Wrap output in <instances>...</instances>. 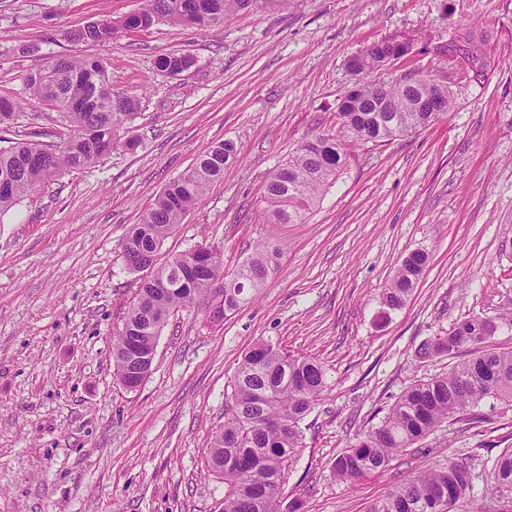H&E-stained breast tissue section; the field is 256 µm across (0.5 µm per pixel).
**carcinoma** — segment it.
<instances>
[{"label": "carcinoma", "mask_w": 512, "mask_h": 512, "mask_svg": "<svg viewBox=\"0 0 512 512\" xmlns=\"http://www.w3.org/2000/svg\"><path fill=\"white\" fill-rule=\"evenodd\" d=\"M288 0H141L139 12L148 26L166 22L194 28L222 25L241 11L285 7ZM125 18L90 23L72 34L77 40L107 43L126 31ZM399 39L387 37L357 52L362 74L382 69L380 58L402 57ZM448 61L464 59L466 71L478 78L487 69L482 42L472 37L448 40ZM185 54L157 59L165 72L181 64L192 66ZM24 86L31 100L50 106L65 122L63 130L41 127L0 149V216L25 195L65 172L84 169L120 145L117 132L135 115L140 97L108 94L109 79L96 58L54 57L42 69L27 74ZM453 92L429 75L413 82L401 76L390 84L365 81L358 93L338 109L339 131H322L301 142L288 160L268 177L263 203L271 224H299L321 195L346 169L350 147L383 143L417 132L451 111ZM121 145L134 149L130 138ZM237 160L230 140L203 150L194 164L173 179L153 205L131 225L121 241L128 269L154 268L139 285L136 298L113 336L114 375L122 385L146 379L151 372L152 347L179 308L195 306L217 324L253 300L279 264L283 245L264 242L234 269H224L222 252L203 243L172 255L159 265L158 253L178 224L210 188L224 179ZM429 263L424 250L410 253L397 266L384 304L400 308ZM503 326L512 327V310L495 316H470L444 336L420 348L430 357L468 346L478 355L460 361L445 374L419 381L389 409L380 425L349 446L335 461L336 476L359 481L385 468L391 459L425 438L439 424L455 419L484 399L512 402V350L487 349L485 344ZM326 369L317 361L295 355L267 340L242 356L230 381L225 406L228 417L208 448L211 470L224 480L222 512H277L278 497L290 462L302 447L301 422L326 387ZM491 487L512 503V448L502 452L489 472ZM471 473L464 462L425 469L407 483L373 502L367 512H435L437 502L454 512L469 489Z\"/></svg>", "instance_id": "1"}]
</instances>
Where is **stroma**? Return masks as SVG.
Segmentation results:
<instances>
[{"instance_id":"stroma-1","label":"stroma","mask_w":512,"mask_h":512,"mask_svg":"<svg viewBox=\"0 0 512 512\" xmlns=\"http://www.w3.org/2000/svg\"><path fill=\"white\" fill-rule=\"evenodd\" d=\"M140 0H0V97L13 133L54 128L22 78L48 57H94L112 89L141 94L139 145L64 173L0 218V512H221L224 483L205 450L224 423L227 386L256 342L271 339L327 369L302 422L280 512H366L416 472L467 462L472 488L455 512H498L488 472L512 448V403H483L441 423L387 467L337 479V456L378 426L404 391L457 358L419 346L454 323L512 308V0H289L202 30L167 23L107 44L70 31L135 11ZM488 32L483 82L449 67L451 35ZM419 51L374 72L420 69L448 84L453 112L425 130L355 149L300 224H272L267 176L311 134L336 125L357 77L347 59L387 36ZM191 55L178 76L164 54ZM233 141L236 163L165 242L159 257L203 243L234 268L259 241L284 245L259 297L209 325L179 309L152 372L126 390L112 336L142 273L120 247L164 187L207 146ZM416 249L430 263L406 303L383 291Z\"/></svg>"}]
</instances>
